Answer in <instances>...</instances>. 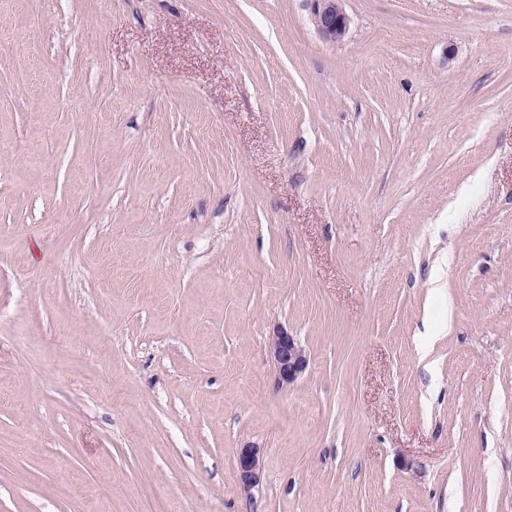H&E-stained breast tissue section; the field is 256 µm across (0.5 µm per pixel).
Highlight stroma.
<instances>
[{
  "label": "stroma",
  "instance_id": "stroma-1",
  "mask_svg": "<svg viewBox=\"0 0 512 512\" xmlns=\"http://www.w3.org/2000/svg\"><path fill=\"white\" fill-rule=\"evenodd\" d=\"M344 7L0 0V512H512V0ZM310 5V20L318 35L327 43L341 42L350 27V17L344 9L345 0H306ZM270 354L274 361L278 386L292 384L303 373L308 360L303 347L287 331L277 328L269 339ZM237 469L243 491L249 495L260 480L262 458L259 448L249 445L239 448L237 451Z\"/></svg>",
  "mask_w": 512,
  "mask_h": 512
}]
</instances>
